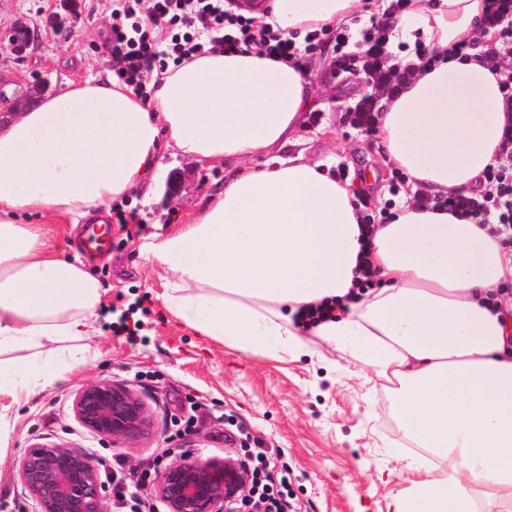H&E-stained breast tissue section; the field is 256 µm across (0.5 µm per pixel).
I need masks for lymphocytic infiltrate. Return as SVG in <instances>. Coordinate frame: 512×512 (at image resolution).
I'll use <instances>...</instances> for the list:
<instances>
[{"instance_id": "obj_1", "label": "lymphocytic infiltrate", "mask_w": 512, "mask_h": 512, "mask_svg": "<svg viewBox=\"0 0 512 512\" xmlns=\"http://www.w3.org/2000/svg\"><path fill=\"white\" fill-rule=\"evenodd\" d=\"M209 40H202V32ZM256 47L267 56L294 55L293 40L285 38L255 18L225 10L224 0H124L113 10L109 52L117 74L145 93L152 70H166L193 55L222 48ZM486 181L491 193L478 198H448L444 205L478 217L496 211L503 231H512V169L489 168ZM236 439L251 476L247 495L234 501L228 512H290L294 496L293 474L276 468L268 449L257 447L245 425H237Z\"/></svg>"}]
</instances>
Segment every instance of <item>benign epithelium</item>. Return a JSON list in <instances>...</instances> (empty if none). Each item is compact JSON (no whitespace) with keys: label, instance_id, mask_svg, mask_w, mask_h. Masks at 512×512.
<instances>
[{"label":"benign epithelium","instance_id":"obj_1","mask_svg":"<svg viewBox=\"0 0 512 512\" xmlns=\"http://www.w3.org/2000/svg\"><path fill=\"white\" fill-rule=\"evenodd\" d=\"M28 27L0 29V47L17 56ZM343 83L372 88L358 107H376L390 86V73L373 65L368 57L353 55L332 65ZM49 87L47 78L27 80V98L8 107L19 112ZM73 414L81 427L119 448H136L149 438L153 420L147 404L126 385L98 380L77 391ZM15 475L35 502L38 512H105L107 485L95 456L66 443L32 444L15 464ZM249 476L228 452L222 458L186 457L167 465L155 481L166 512H224L225 504L244 496Z\"/></svg>","mask_w":512,"mask_h":512}]
</instances>
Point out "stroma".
<instances>
[{
	"label": "stroma",
	"mask_w": 512,
	"mask_h": 512,
	"mask_svg": "<svg viewBox=\"0 0 512 512\" xmlns=\"http://www.w3.org/2000/svg\"><path fill=\"white\" fill-rule=\"evenodd\" d=\"M380 0H361L360 15L348 26L351 44L336 49L335 29L305 42L300 59L314 92L304 127L281 152L324 162L329 174L357 186L363 214L381 222L405 186V177L383 163L382 134L373 115L356 114L361 92L339 83L329 70L340 54L362 52L366 33L379 24ZM120 0H0V27L24 22L41 36L24 59L0 48V92L14 98L31 75L58 91L66 81L97 76L112 68L108 25ZM74 22L67 40L50 32V13ZM167 180L158 198L137 194L112 203L111 235L95 255L85 256L104 290L102 335L93 337L95 359L21 410L4 463L0 464V512H34V503L15 477L14 462L35 443H60L96 453L104 478L123 468L136 481L138 464L165 455L167 462L190 457H223L233 445L218 414L235 413L268 447L278 449L276 465L294 472L297 512H393L392 501L407 485L408 472L392 454L401 435L386 414L390 385L372 370L355 365L341 351L296 359L245 354L197 336L156 300L158 285L138 247L158 228L182 223L188 211L224 181L223 165L203 171L164 152ZM180 191H173L171 181ZM143 312V341L129 343L114 332L113 308ZM108 379L134 389L150 406L154 431L136 451L112 446L75 420L72 401L84 384ZM205 404L194 431L172 439V422L191 402Z\"/></svg>",
	"instance_id": "obj_1"
}]
</instances>
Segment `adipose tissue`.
Returning <instances> with one entry per match:
<instances>
[{
    "label": "adipose tissue",
    "mask_w": 512,
    "mask_h": 512,
    "mask_svg": "<svg viewBox=\"0 0 512 512\" xmlns=\"http://www.w3.org/2000/svg\"><path fill=\"white\" fill-rule=\"evenodd\" d=\"M360 0H270L260 21L294 42L348 21ZM487 0H384L397 76L376 120L385 165L412 192L472 195L499 162L512 107L507 70L483 18ZM468 49H461V42ZM312 89L298 57L214 51L170 66L141 97L115 75L66 82L0 120V460L20 406L92 357L101 285L50 235L64 220L102 223L112 201L151 189L165 150L224 184L184 223L139 246L164 310L244 353L299 357L327 344L393 386L387 409L414 447L393 512H512V343L489 303L512 256L488 224L411 194L362 245L351 184L278 151ZM269 156L256 169L250 159ZM34 216L31 224L20 215ZM376 285L353 286L360 258ZM334 297L315 325L295 315Z\"/></svg>",
    "instance_id": "adipose-tissue-1"
}]
</instances>
